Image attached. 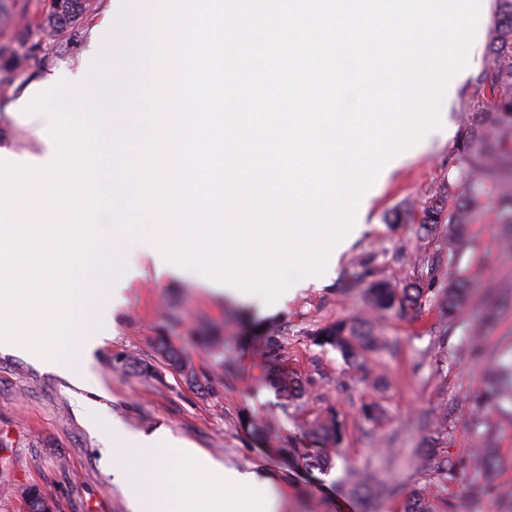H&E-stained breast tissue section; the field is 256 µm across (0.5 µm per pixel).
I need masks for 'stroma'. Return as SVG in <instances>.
Masks as SVG:
<instances>
[{"instance_id":"obj_1","label":"stroma","mask_w":512,"mask_h":512,"mask_svg":"<svg viewBox=\"0 0 512 512\" xmlns=\"http://www.w3.org/2000/svg\"><path fill=\"white\" fill-rule=\"evenodd\" d=\"M43 11V0H0V77L10 78L8 88L0 87V146L19 153L37 150L41 119L8 112L18 88L55 69L89 70L94 60L84 25L63 53L54 34L39 32L29 65L6 72L21 27L41 21ZM487 64V56H479L451 89L450 136L434 137L411 153L372 198L331 274L320 281L300 279L275 312L225 298L201 273H158L148 250L139 249L125 258L135 275L124 302L112 311L110 335L93 352L85 384L1 350L0 512H27L28 488L47 497L54 512H129V492L112 477L110 445L87 417L94 403L131 432L162 427L225 467L264 473L281 498L280 512H403L406 502L428 492L435 496L433 512H512V465L496 473L493 495L471 493L481 430L471 399L486 364L512 356V305L475 348L472 309L448 323L439 294L403 315L367 304L372 282L405 284L420 275L427 257L439 285L452 277L468 280L476 300L488 289L512 284L495 196H488L465 244L453 251L447 229L427 236L417 222L385 221L397 209L419 214L449 168L458 165L457 137L473 119L462 101ZM344 318L365 322L383 342L382 349L363 353L369 377L310 338L316 328ZM250 320L264 322L268 331L243 350L237 338ZM210 336L223 339L233 372L218 365L206 342ZM168 346L180 353V366L166 358ZM273 356L300 378L301 397H287L261 381L259 366ZM188 370L194 380L185 379ZM366 405L381 409L377 421L363 418ZM329 407L345 421L335 464L305 473L281 451L316 452L310 425ZM249 412L262 421L264 439L244 428L241 417ZM449 459L460 465L452 482L442 473ZM368 476L396 485V494H354L355 483Z\"/></svg>"}]
</instances>
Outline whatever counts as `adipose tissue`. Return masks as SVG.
<instances>
[{
    "label": "adipose tissue",
    "mask_w": 512,
    "mask_h": 512,
    "mask_svg": "<svg viewBox=\"0 0 512 512\" xmlns=\"http://www.w3.org/2000/svg\"><path fill=\"white\" fill-rule=\"evenodd\" d=\"M177 451L160 464L163 450ZM113 471L130 487L131 512H212L209 490L224 491L221 512H277L279 502L266 479L223 464L165 434H137L112 444Z\"/></svg>",
    "instance_id": "1"
}]
</instances>
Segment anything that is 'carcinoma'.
<instances>
[{
    "label": "carcinoma",
    "mask_w": 512,
    "mask_h": 512,
    "mask_svg": "<svg viewBox=\"0 0 512 512\" xmlns=\"http://www.w3.org/2000/svg\"><path fill=\"white\" fill-rule=\"evenodd\" d=\"M77 13L65 22L48 24L60 37L58 47L65 48L82 20L96 10L95 0H76ZM489 65L478 77L465 110L475 114H493L495 123L486 125L475 121L465 126L456 150L464 165L456 173L444 179L436 188L430 204L425 206L419 219L420 227L427 233L439 224L448 225V252L465 241L466 225L472 223L483 208L488 188H493L498 203L500 221L512 224V0H496L493 27L488 38ZM435 279H417L400 288L387 280L373 283L370 302L376 310L397 309L403 311L417 304L434 289ZM470 284L465 279H450L442 293L441 305L452 321L460 311L471 303ZM496 300L489 293L475 305L477 324L483 328L496 316ZM313 342L319 346L329 345L351 359L362 348L371 349L376 339L360 322L338 320L317 328ZM265 375L273 378L279 388L291 396L300 388L297 377L277 359L269 358L263 366ZM512 401V363L492 364L485 373L482 392L475 398L477 407L494 411L501 401ZM498 426L485 425L482 433V449L476 459L479 474L476 488L482 495L495 491L493 476L501 466L495 453ZM314 434L325 445H338L344 434V426L335 411L323 421L316 423ZM303 464L310 469L324 471L331 466L326 452L302 457Z\"/></svg>",
    "instance_id": "carcinoma-1"
}]
</instances>
